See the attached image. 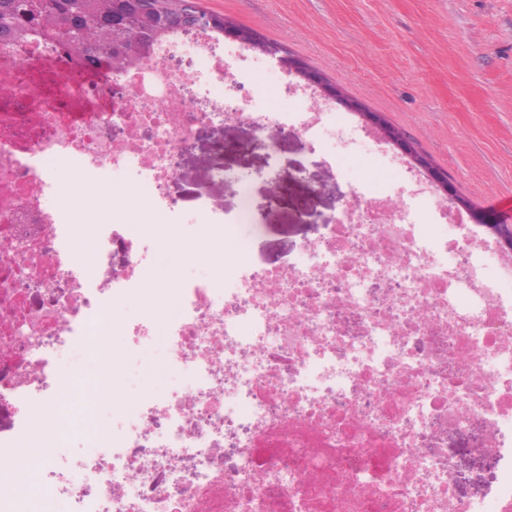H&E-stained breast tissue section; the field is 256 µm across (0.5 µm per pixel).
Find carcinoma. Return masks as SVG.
<instances>
[{
  "mask_svg": "<svg viewBox=\"0 0 512 512\" xmlns=\"http://www.w3.org/2000/svg\"><path fill=\"white\" fill-rule=\"evenodd\" d=\"M193 12L188 0H0V41H47L53 32V43L81 66L118 72L147 61L145 43Z\"/></svg>",
  "mask_w": 512,
  "mask_h": 512,
  "instance_id": "obj_1",
  "label": "carcinoma"
}]
</instances>
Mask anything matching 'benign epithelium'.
<instances>
[{
	"label": "benign epithelium",
	"instance_id": "benign-epithelium-1",
	"mask_svg": "<svg viewBox=\"0 0 512 512\" xmlns=\"http://www.w3.org/2000/svg\"><path fill=\"white\" fill-rule=\"evenodd\" d=\"M212 26V14L198 8L193 14V20L175 27V31L203 34L209 31ZM224 37L276 58L282 69L295 76L304 85L319 90L322 96L333 98L342 103L348 110L357 113L362 118L363 123L371 128L381 141L393 146L401 155L407 157L414 167L422 171L437 191L454 205L467 211L474 223L489 227L508 250H512V225L491 223L485 214L472 208L468 202L458 197L453 187L448 183L447 178L432 167L423 156L419 155L395 128L387 124L380 113L366 110L360 102L349 98L341 87L331 84L322 72L304 65L295 57L286 54L285 49L280 46L266 41L262 42L256 35L227 23L224 24Z\"/></svg>",
	"mask_w": 512,
	"mask_h": 512
}]
</instances>
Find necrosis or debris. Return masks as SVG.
Masks as SVG:
<instances>
[{"instance_id":"necrosis-or-debris-1","label":"necrosis or debris","mask_w":512,"mask_h":512,"mask_svg":"<svg viewBox=\"0 0 512 512\" xmlns=\"http://www.w3.org/2000/svg\"><path fill=\"white\" fill-rule=\"evenodd\" d=\"M269 74L292 111L253 95ZM316 100L213 34L170 37L119 74L37 41L0 45V460L51 426L64 356L105 362L95 385L125 390L150 350L168 382L93 412L80 475L43 485L70 512H512V255L425 179L390 181L406 161ZM229 123L295 131L333 155L373 151L381 176L353 185L303 261L225 265L242 245L222 206L184 239L167 186L195 130ZM60 164L90 185L76 201L62 200ZM127 195L140 222L113 207ZM444 225L452 234L436 238ZM159 243L204 256L201 274L148 281ZM146 305L168 310L164 328L132 316ZM109 312L124 349L89 343ZM452 431L490 460L487 485L461 482Z\"/></svg>"}]
</instances>
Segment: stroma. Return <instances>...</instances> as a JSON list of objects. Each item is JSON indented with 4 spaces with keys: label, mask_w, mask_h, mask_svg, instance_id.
Instances as JSON below:
<instances>
[{
    "label": "stroma",
    "mask_w": 512,
    "mask_h": 512,
    "mask_svg": "<svg viewBox=\"0 0 512 512\" xmlns=\"http://www.w3.org/2000/svg\"><path fill=\"white\" fill-rule=\"evenodd\" d=\"M255 30L325 74L444 170L457 194L489 216L512 205V0H198ZM340 177L327 155L298 133L258 143L252 127L204 129L184 150L170 194L194 220L222 201L239 257L277 267L300 257L347 205L351 182L376 175L374 158L347 162ZM224 170L223 181L211 178ZM21 449L0 487L25 496V471L63 454L54 429Z\"/></svg>",
    "instance_id": "obj_1"
}]
</instances>
